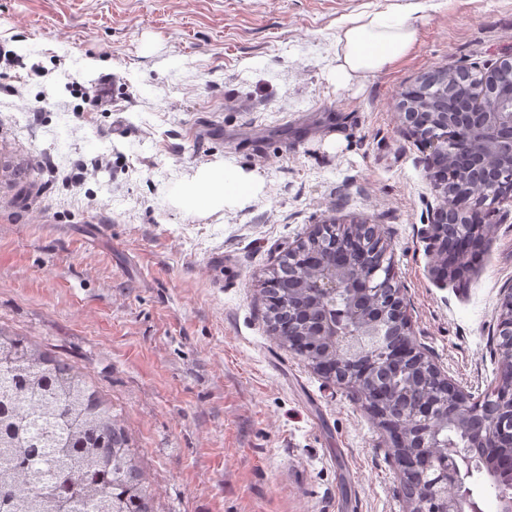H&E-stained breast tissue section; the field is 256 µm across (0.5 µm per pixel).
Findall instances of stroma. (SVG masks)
I'll use <instances>...</instances> for the list:
<instances>
[{
    "instance_id": "35a3bbf8",
    "label": "stroma",
    "mask_w": 512,
    "mask_h": 512,
    "mask_svg": "<svg viewBox=\"0 0 512 512\" xmlns=\"http://www.w3.org/2000/svg\"><path fill=\"white\" fill-rule=\"evenodd\" d=\"M396 0H0V326L84 368L158 512H406L386 431L276 340L262 283L314 225H380L415 342L481 394L512 284V200L459 280L424 231L442 199L406 137L425 72L512 56V0H420L413 48L360 89L338 30ZM258 175L205 217L196 168Z\"/></svg>"
}]
</instances>
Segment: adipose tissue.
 I'll return each instance as SVG.
<instances>
[{
    "mask_svg": "<svg viewBox=\"0 0 512 512\" xmlns=\"http://www.w3.org/2000/svg\"><path fill=\"white\" fill-rule=\"evenodd\" d=\"M418 10L415 0H405L390 13L367 14L341 29L336 36L335 63L330 70L337 88L361 84L406 55L416 39L412 16ZM259 189L254 174L212 163L197 168L180 185L174 201L185 212L210 215L227 206L244 205Z\"/></svg>",
    "mask_w": 512,
    "mask_h": 512,
    "instance_id": "1",
    "label": "adipose tissue"
}]
</instances>
